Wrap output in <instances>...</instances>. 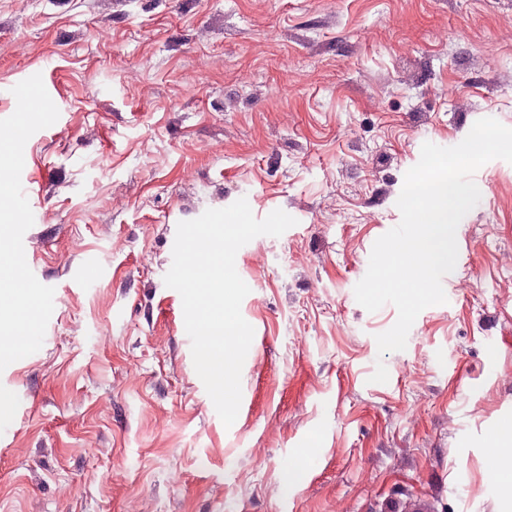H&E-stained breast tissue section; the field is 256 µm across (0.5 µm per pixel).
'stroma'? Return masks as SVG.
Returning a JSON list of instances; mask_svg holds the SVG:
<instances>
[{"mask_svg":"<svg viewBox=\"0 0 512 512\" xmlns=\"http://www.w3.org/2000/svg\"><path fill=\"white\" fill-rule=\"evenodd\" d=\"M36 73L59 117L29 139L23 245L54 309L0 372V512H512L488 454L512 429V164L475 172L459 290L405 350L375 340L396 308L354 295L423 143L512 128V0H0V119ZM242 197L296 224L236 255L254 337L227 427L164 276L178 222ZM385 512H437L436 501L426 495H407L386 503Z\"/></svg>","mask_w":512,"mask_h":512,"instance_id":"35a3bbf8","label":"stroma"}]
</instances>
